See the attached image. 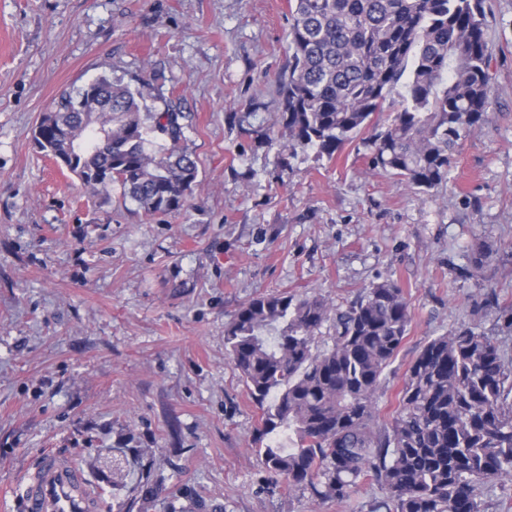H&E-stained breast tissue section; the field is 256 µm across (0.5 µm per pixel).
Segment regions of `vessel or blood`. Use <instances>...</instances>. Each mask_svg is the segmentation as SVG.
<instances>
[{
    "label": "vessel or blood",
    "instance_id": "obj_1",
    "mask_svg": "<svg viewBox=\"0 0 512 512\" xmlns=\"http://www.w3.org/2000/svg\"><path fill=\"white\" fill-rule=\"evenodd\" d=\"M23 512H100L102 505L87 470L74 459L44 455L25 477Z\"/></svg>",
    "mask_w": 512,
    "mask_h": 512
}]
</instances>
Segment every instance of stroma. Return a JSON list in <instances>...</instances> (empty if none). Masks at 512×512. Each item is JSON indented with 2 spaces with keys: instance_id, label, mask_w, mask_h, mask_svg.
I'll use <instances>...</instances> for the list:
<instances>
[{
  "instance_id": "35a3bbf8",
  "label": "stroma",
  "mask_w": 512,
  "mask_h": 512,
  "mask_svg": "<svg viewBox=\"0 0 512 512\" xmlns=\"http://www.w3.org/2000/svg\"><path fill=\"white\" fill-rule=\"evenodd\" d=\"M289 5L0 0V512H22L47 453L101 488L121 466L123 512H368L375 484L322 503L264 482L259 412L224 344L259 295L346 306L397 282L412 321L383 409L433 337L470 327L512 361V0L484 2L495 103L431 194L372 168L360 137L332 159L298 151L283 174L266 136ZM101 76L183 113L186 209L150 216L117 186L93 197L35 149L60 93Z\"/></svg>"
}]
</instances>
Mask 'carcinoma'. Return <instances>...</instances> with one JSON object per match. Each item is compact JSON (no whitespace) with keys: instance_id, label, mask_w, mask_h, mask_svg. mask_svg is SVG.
<instances>
[{"instance_id":"1","label":"carcinoma","mask_w":512,"mask_h":512,"mask_svg":"<svg viewBox=\"0 0 512 512\" xmlns=\"http://www.w3.org/2000/svg\"><path fill=\"white\" fill-rule=\"evenodd\" d=\"M288 72L271 141L329 159L372 130L371 164L430 194L491 107L483 0H294ZM403 87L399 107L385 103ZM146 85L99 77L54 104L40 153L61 158L93 194L112 185L148 215L188 205L196 157L179 147L182 114L155 112ZM171 147L154 151L155 139ZM286 292L242 304L224 344L260 412L252 439L265 479L342 501L364 483L384 491L371 512H483L484 490L512 480V363L464 328L429 340L408 366L391 421L376 395L407 337L403 289L383 281L336 309Z\"/></svg>"}]
</instances>
